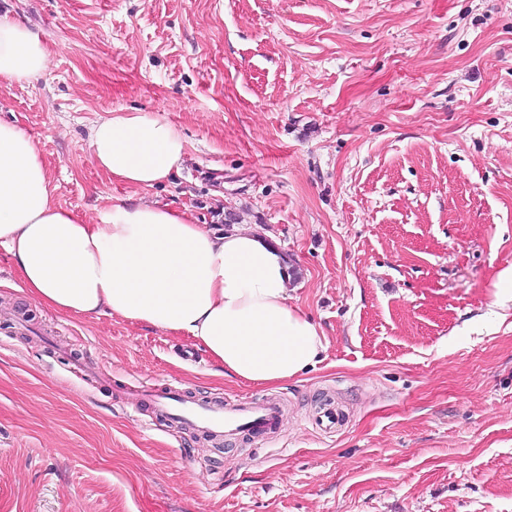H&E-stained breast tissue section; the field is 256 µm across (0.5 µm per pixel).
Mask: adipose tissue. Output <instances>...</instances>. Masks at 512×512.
Wrapping results in <instances>:
<instances>
[{
  "label": "adipose tissue",
  "mask_w": 512,
  "mask_h": 512,
  "mask_svg": "<svg viewBox=\"0 0 512 512\" xmlns=\"http://www.w3.org/2000/svg\"><path fill=\"white\" fill-rule=\"evenodd\" d=\"M45 40L0 16V78L43 73ZM113 180L151 188L178 169L185 141L143 112H116L90 135ZM0 248L30 297L73 316L102 312L199 342L224 376L276 385L315 366L324 335L291 304V264L267 233L215 232L182 211L113 204L92 220L58 206L25 132L0 124Z\"/></svg>",
  "instance_id": "ef3b65f1"
}]
</instances>
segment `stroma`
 <instances>
[{
	"mask_svg": "<svg viewBox=\"0 0 512 512\" xmlns=\"http://www.w3.org/2000/svg\"><path fill=\"white\" fill-rule=\"evenodd\" d=\"M49 48L0 79L63 208L186 212L268 233L318 324L314 369L218 375L185 336L36 303L0 250V512H512V0H0ZM182 134L152 188L93 126ZM281 399L270 442L146 426L131 388ZM346 413L331 433L322 399ZM95 164L112 180L152 188L177 170L185 141L171 124L143 112H115L90 135Z\"/></svg>",
	"mask_w": 512,
	"mask_h": 512,
	"instance_id": "1",
	"label": "stroma"
}]
</instances>
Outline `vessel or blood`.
<instances>
[{
  "label": "vessel or blood",
  "instance_id": "obj_1",
  "mask_svg": "<svg viewBox=\"0 0 512 512\" xmlns=\"http://www.w3.org/2000/svg\"><path fill=\"white\" fill-rule=\"evenodd\" d=\"M140 403L150 419L175 423L217 440L248 431L257 439L277 433L282 409L274 400L237 398L211 403L190 398L177 387L146 389Z\"/></svg>",
  "mask_w": 512,
  "mask_h": 512
}]
</instances>
